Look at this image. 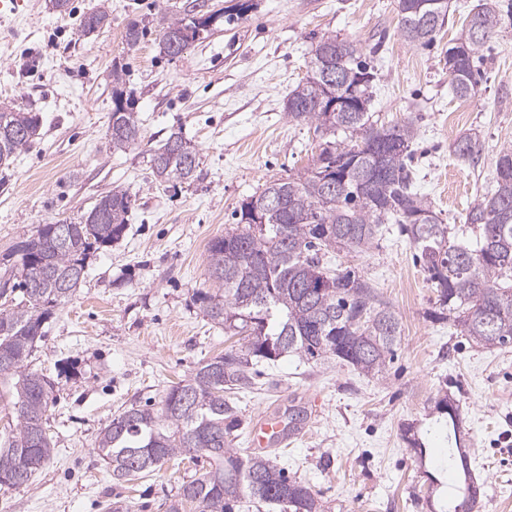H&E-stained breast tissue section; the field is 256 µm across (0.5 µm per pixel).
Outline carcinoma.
Wrapping results in <instances>:
<instances>
[{"instance_id":"cac0c4a2","label":"carcinoma","mask_w":512,"mask_h":512,"mask_svg":"<svg viewBox=\"0 0 512 512\" xmlns=\"http://www.w3.org/2000/svg\"><path fill=\"white\" fill-rule=\"evenodd\" d=\"M401 36L410 44L433 42L448 20V0H398ZM439 21L428 26V16ZM212 17L175 15L164 19L161 49L176 55L212 25ZM512 25V3L484 0L462 21L457 41L462 58L450 74L459 98L477 94L474 62L504 23ZM111 24L101 9L84 14L82 32ZM340 74L353 90L356 109L316 107L325 98V72ZM375 74L353 43L325 37L312 49L306 78L288 93L285 111L296 123L342 139L325 142L302 176L274 181L235 211L237 224L209 245V279L216 291L197 300L210 321L239 337L240 347L200 364L170 386L156 410L133 405L100 433L96 454L120 485L176 456L204 449L208 465L183 483L166 512H233L247 493L271 512H325L311 486L286 476L266 452L243 454L233 447L239 426L234 396L256 387L254 365L293 356L302 362L334 360L364 375H381L401 337L398 315L376 289L352 269L335 264L344 250L370 247L385 225H398L420 253L436 293L430 316L450 321L460 334L484 348L512 346V149L500 152L494 188L478 197L462 224H445L418 194L406 159L416 135L414 123L380 124L369 107ZM112 148L139 143L132 103L112 95ZM37 112L0 107V167L40 138ZM478 135L456 141L460 160L474 161ZM199 167L196 150L173 132L150 154L153 175L163 182H187ZM132 196L114 190L101 196L76 222L47 224L4 258L18 257L23 299L0 309V379L13 381L16 421L0 431V489L26 484L53 453L47 430L49 389L45 376L27 369L51 311L67 303L82 283L87 259L119 239L127 226ZM258 216H253V211ZM451 398L436 404L446 416L458 457L448 467L463 475L451 512H474V482ZM306 407H288V434L304 428Z\"/></svg>"}]
</instances>
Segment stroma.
Segmentation results:
<instances>
[{"label": "stroma", "instance_id": "1", "mask_svg": "<svg viewBox=\"0 0 512 512\" xmlns=\"http://www.w3.org/2000/svg\"><path fill=\"white\" fill-rule=\"evenodd\" d=\"M477 2L451 0L449 20L428 46L401 37L397 0H71L66 14L47 0H20L16 11H0V105L43 117L40 139L0 168V256L38 225L78 220L107 192L125 190L134 200L123 237L90 257L76 294L44 324L29 367L53 385L54 451L27 485L0 490V512H107L117 494L128 512H165L195 474L190 459L175 457L115 485L96 455L97 436L123 409L158 404L170 385L236 345L196 300L210 286L208 246L233 226L243 200L303 174L323 143L314 125L285 112L321 38L357 44L376 75L372 112L418 129L410 163L418 193L444 223H463L493 188L497 156L512 147V27L492 39L475 98H457L448 85L445 53ZM99 7L110 27L84 34L81 16ZM187 12L218 19L182 54L165 55L161 17ZM132 22L144 30L133 48L125 42ZM116 88L142 128L140 146L125 151L110 143ZM452 112L463 115L453 126ZM174 132L200 163L188 183L161 185L149 151ZM469 133L482 151L464 162L452 145ZM338 261L398 314L394 360L379 377L332 361L259 364L258 390L236 402V447H247L264 416L295 401L311 415L277 448V462L331 512H440L430 488L436 480L452 487L454 474L435 406L449 394L483 491L475 512H512V347H478L431 319L429 275L397 225ZM408 424L424 456L406 442Z\"/></svg>", "mask_w": 512, "mask_h": 512}]
</instances>
